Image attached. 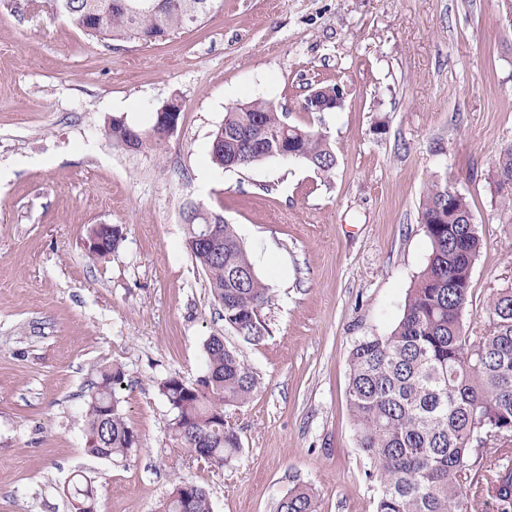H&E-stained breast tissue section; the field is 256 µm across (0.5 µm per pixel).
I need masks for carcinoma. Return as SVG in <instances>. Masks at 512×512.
<instances>
[{"instance_id": "1", "label": "carcinoma", "mask_w": 512, "mask_h": 512, "mask_svg": "<svg viewBox=\"0 0 512 512\" xmlns=\"http://www.w3.org/2000/svg\"><path fill=\"white\" fill-rule=\"evenodd\" d=\"M86 35L106 44L162 41L214 12L219 0H49ZM271 101L256 99L232 106L213 133L212 163L221 169L245 168L280 157L281 144L293 158L325 175L336 167L328 137L289 124ZM112 148L129 150L127 124L114 119L104 130ZM500 202L512 208V145L502 148L487 173ZM448 179L431 181L420 219L431 254L410 289L403 315L383 336H364L350 354L348 401L358 433V448L371 460L368 477L379 493L375 512H478L467 498L462 477H471L484 450L498 443L493 434L512 430V287L500 288L487 303L488 324L472 340L463 330L470 276L482 239L471 206L458 193L448 199ZM188 224L185 247L224 307V327L249 343L270 330L263 317L269 287L257 274L243 242L224 217L203 207ZM214 228L213 242H200L201 225ZM86 239L101 244L89 256L104 259L123 241L120 226L95 224ZM207 371L191 384L170 376L159 391L174 412L172 440L195 458L230 463L241 446L226 409L246 403L257 387L251 368L212 335L204 345ZM123 371L105 368L92 386L85 408L88 452L99 458L124 454L137 437L120 408L117 390ZM485 479L501 512H512V455L496 457ZM72 512H88L94 499L87 486L73 487ZM159 512H211L207 491L178 481ZM277 512H317L307 487H294Z\"/></svg>"}]
</instances>
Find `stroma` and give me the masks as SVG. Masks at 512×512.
<instances>
[{
	"label": "stroma",
	"instance_id": "stroma-1",
	"mask_svg": "<svg viewBox=\"0 0 512 512\" xmlns=\"http://www.w3.org/2000/svg\"><path fill=\"white\" fill-rule=\"evenodd\" d=\"M338 85L340 107L307 112ZM263 98L325 133L327 176L297 159L230 171L209 158L227 108ZM181 104L160 150L112 149V117L149 128ZM512 145V21L501 0H222L166 40L106 47L44 0H0V512H70L73 479L98 512H156L182 479L212 512H276L294 486L320 512H373L376 486L349 409L350 352L387 334L424 269L420 206L433 177L469 201L483 247L465 330L512 284V211L486 173ZM194 203L233 224L270 288V334L224 329L184 245ZM94 224L119 249L88 256ZM224 337L257 389L230 409L241 451L211 467L175 447L161 379L206 372ZM137 435L125 454L86 451L85 402L100 366ZM86 239H98L102 242L88 255L94 259H105L119 248L123 241V232L119 225L94 224L89 229Z\"/></svg>",
	"mask_w": 512,
	"mask_h": 512
}]
</instances>
